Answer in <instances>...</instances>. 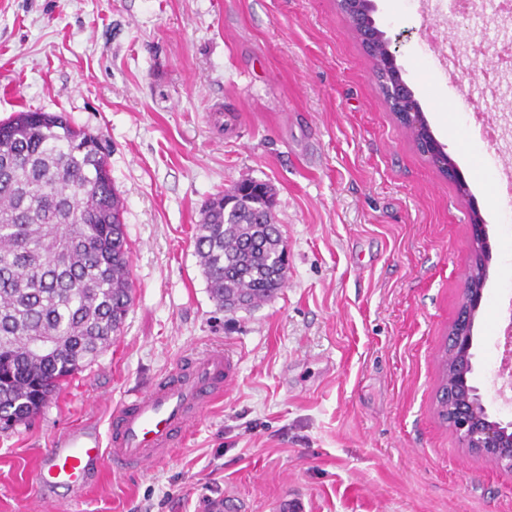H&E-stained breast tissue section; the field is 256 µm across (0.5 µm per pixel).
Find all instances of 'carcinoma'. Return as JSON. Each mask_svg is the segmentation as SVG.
I'll return each instance as SVG.
<instances>
[{"label": "carcinoma", "mask_w": 512, "mask_h": 512, "mask_svg": "<svg viewBox=\"0 0 512 512\" xmlns=\"http://www.w3.org/2000/svg\"><path fill=\"white\" fill-rule=\"evenodd\" d=\"M386 101L380 46L365 48ZM263 182L209 199L195 255L216 304L254 309L281 287L285 248ZM123 203L98 139L62 113L23 111L0 123V431L31 421L68 377L110 345L127 315L132 283ZM474 285L483 287L485 248L474 250ZM53 343L49 352L34 344Z\"/></svg>", "instance_id": "1"}]
</instances>
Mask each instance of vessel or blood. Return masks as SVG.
<instances>
[{
    "mask_svg": "<svg viewBox=\"0 0 512 512\" xmlns=\"http://www.w3.org/2000/svg\"><path fill=\"white\" fill-rule=\"evenodd\" d=\"M235 372L223 348L188 356L151 388L114 408L106 437L74 430L50 449L31 475L35 489L43 495L61 490L76 498L102 466L126 473L164 461L233 384Z\"/></svg>",
    "mask_w": 512,
    "mask_h": 512,
    "instance_id": "obj_1",
    "label": "vessel or blood"
}]
</instances>
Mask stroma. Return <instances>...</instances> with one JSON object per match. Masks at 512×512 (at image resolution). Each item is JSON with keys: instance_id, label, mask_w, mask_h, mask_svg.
Wrapping results in <instances>:
<instances>
[{"instance_id": "obj_1", "label": "stroma", "mask_w": 512, "mask_h": 512, "mask_svg": "<svg viewBox=\"0 0 512 512\" xmlns=\"http://www.w3.org/2000/svg\"><path fill=\"white\" fill-rule=\"evenodd\" d=\"M402 78L456 163L461 197L385 103L336 0H0V122L65 114L96 135L124 202L132 301L121 331L30 424L0 432V512H512V470L462 447L437 413V356L473 258L491 259L473 329L490 388L512 302V228L473 113L496 66L490 19L449 15L447 74L416 0H375ZM274 190L288 255L270 301L233 314L194 251L205 202L237 181ZM223 345L237 377L182 447L147 470L104 468L83 496L40 499L28 472L69 431L185 355Z\"/></svg>"}]
</instances>
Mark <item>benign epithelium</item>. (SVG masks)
I'll use <instances>...</instances> for the list:
<instances>
[{
	"label": "benign epithelium",
	"mask_w": 512,
	"mask_h": 512,
	"mask_svg": "<svg viewBox=\"0 0 512 512\" xmlns=\"http://www.w3.org/2000/svg\"><path fill=\"white\" fill-rule=\"evenodd\" d=\"M483 300V289L470 286L465 279L462 304L455 322L457 336L448 344L454 380L466 391L463 396L453 391L446 395L451 412V427L469 452L486 457L498 466L512 470V420L493 419L480 389L473 385L474 336L468 327L474 324ZM503 357L496 377L498 394L512 392V315L504 329Z\"/></svg>",
	"instance_id": "1"
}]
</instances>
